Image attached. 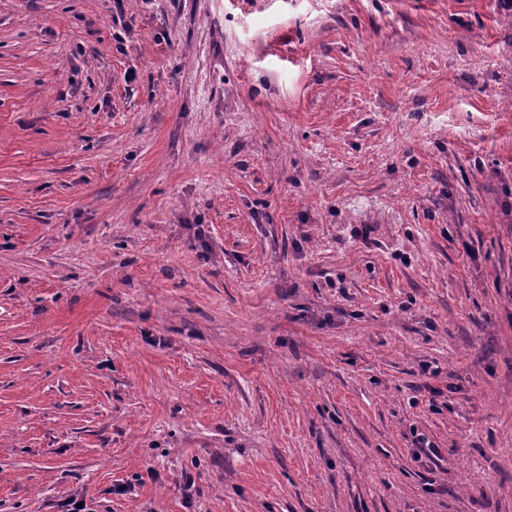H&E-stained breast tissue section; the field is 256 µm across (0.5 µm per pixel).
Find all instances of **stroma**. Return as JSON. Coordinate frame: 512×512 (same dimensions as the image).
I'll use <instances>...</instances> for the list:
<instances>
[{
    "label": "stroma",
    "instance_id": "1",
    "mask_svg": "<svg viewBox=\"0 0 512 512\" xmlns=\"http://www.w3.org/2000/svg\"><path fill=\"white\" fill-rule=\"evenodd\" d=\"M73 498L512 512V11L0 0V512Z\"/></svg>",
    "mask_w": 512,
    "mask_h": 512
}]
</instances>
